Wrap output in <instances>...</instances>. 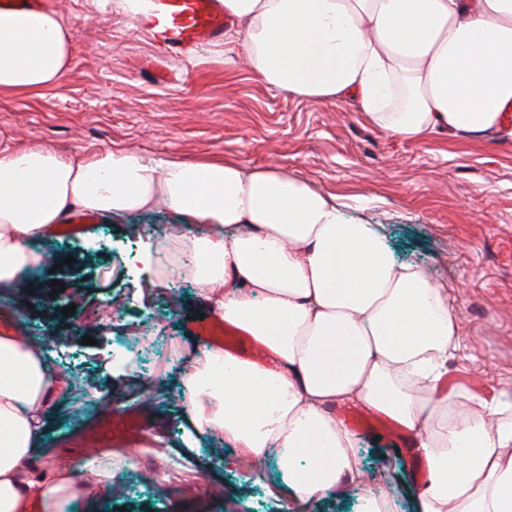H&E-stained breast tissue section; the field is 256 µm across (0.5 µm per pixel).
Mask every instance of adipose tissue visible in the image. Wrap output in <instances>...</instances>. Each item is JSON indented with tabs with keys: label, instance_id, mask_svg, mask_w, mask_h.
Here are the masks:
<instances>
[{
	"label": "adipose tissue",
	"instance_id": "obj_1",
	"mask_svg": "<svg viewBox=\"0 0 512 512\" xmlns=\"http://www.w3.org/2000/svg\"><path fill=\"white\" fill-rule=\"evenodd\" d=\"M249 69L302 98L352 102L387 136L512 139V0H224ZM74 35L53 5L0 11V94L58 85ZM165 204L189 216L167 250L212 313L267 355L207 348L183 370L197 433L242 460L275 454L292 501L334 496L361 473L334 414L356 404L419 432L429 481L417 512H512V403L445 391L458 346L448 290L397 262L384 236L336 197L276 167L193 164L127 149L66 157L0 147V291L42 268L55 224ZM205 223L197 234L193 220ZM58 377L43 341L0 338V512H68L112 483V454L44 461Z\"/></svg>",
	"mask_w": 512,
	"mask_h": 512
}]
</instances>
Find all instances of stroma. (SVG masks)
Returning a JSON list of instances; mask_svg holds the SVG:
<instances>
[{
	"instance_id": "1",
	"label": "stroma",
	"mask_w": 512,
	"mask_h": 512,
	"mask_svg": "<svg viewBox=\"0 0 512 512\" xmlns=\"http://www.w3.org/2000/svg\"><path fill=\"white\" fill-rule=\"evenodd\" d=\"M51 2L74 35L71 62L57 86L0 95V147L46 145L71 157L125 148L288 170L344 202L348 221L380 230L397 261L447 286L459 347L444 364V388L512 401V144L391 138L354 104L269 88L221 42L168 63V79H150L139 66L154 48L115 0ZM184 221L163 206L92 217L80 233L50 240L63 268L30 273L17 291L27 336L55 337L53 364L80 387L49 409L42 449L70 453L71 437L104 410L136 415L141 440L113 441L128 462L92 512H366L370 495L386 512H414L405 487L417 481L419 461L385 428L357 434L362 478L305 505L273 495L282 483L275 458L254 469L221 438L195 434L181 376L195 350L185 325L202 314L203 293L183 269L150 286L136 260L143 243L163 241ZM53 281L73 314L31 305L32 286Z\"/></svg>"
}]
</instances>
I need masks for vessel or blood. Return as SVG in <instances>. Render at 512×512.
<instances>
[{
    "label": "vessel or blood",
    "mask_w": 512,
    "mask_h": 512,
    "mask_svg": "<svg viewBox=\"0 0 512 512\" xmlns=\"http://www.w3.org/2000/svg\"><path fill=\"white\" fill-rule=\"evenodd\" d=\"M146 32L161 59L183 57L202 45L223 40L229 19L222 0H152L151 8L136 21ZM187 333L200 344L215 343L224 333L221 323H198L188 326ZM86 451L112 445V418L105 415L94 432L79 442Z\"/></svg>",
    "instance_id": "1"
}]
</instances>
